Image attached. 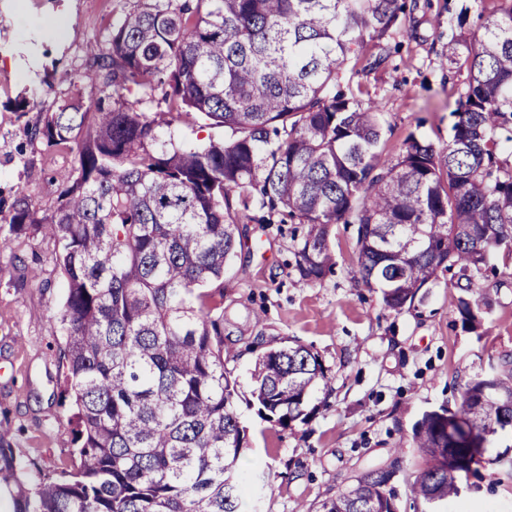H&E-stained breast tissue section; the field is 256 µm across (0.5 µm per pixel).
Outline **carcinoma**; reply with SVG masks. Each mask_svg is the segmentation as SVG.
Here are the masks:
<instances>
[{
    "mask_svg": "<svg viewBox=\"0 0 512 512\" xmlns=\"http://www.w3.org/2000/svg\"><path fill=\"white\" fill-rule=\"evenodd\" d=\"M499 2L477 39L448 41V70L468 72L448 144L411 132L393 159L377 105L336 85L346 68L354 78L385 64L372 49L417 0H134L108 46H89L82 79L105 96L73 98L34 130L75 145L61 201L40 217L22 194L8 210L10 224L57 243L73 448L59 476L33 474L0 430L8 512H246L237 462L248 441L209 292L248 246L244 224L303 225L292 254L305 284L334 270L333 227L355 224L359 278L385 308L424 298L446 274L463 325L481 328L491 248L512 260V162L501 156L512 143V0ZM192 114L227 135L179 142L174 125ZM254 382L261 412L290 429L328 378L293 343L258 356ZM505 397L512 353L467 380L455 410L422 415L414 498L452 501L459 477L502 461L485 453L489 437L512 435ZM379 471L323 512H396Z\"/></svg>",
    "mask_w": 512,
    "mask_h": 512,
    "instance_id": "1",
    "label": "carcinoma"
}]
</instances>
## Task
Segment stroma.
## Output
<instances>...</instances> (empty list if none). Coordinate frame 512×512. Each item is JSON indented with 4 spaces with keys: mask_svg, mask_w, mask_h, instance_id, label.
<instances>
[{
    "mask_svg": "<svg viewBox=\"0 0 512 512\" xmlns=\"http://www.w3.org/2000/svg\"><path fill=\"white\" fill-rule=\"evenodd\" d=\"M466 0H418L406 27L383 48L384 67L360 76L365 97L383 112V154L396 156L408 133L444 147L466 72L449 73V37L481 34L496 0L456 15ZM129 0H0V206L30 195L39 214L59 204L60 177L74 165L67 145L35 138L47 113L73 97H100L83 83L91 42L106 43ZM254 248L224 274V365L237 381L236 407L247 430L238 469L250 488L249 512H321L322 503L364 471L400 458L393 486L398 512H432L410 485L421 467L413 426L423 412L460 403V386L512 352V270L493 256L481 279L492 306L480 332L463 328L457 291L445 284L401 311L384 308L359 279L356 227L336 225L333 273L306 285L291 263L294 227L248 224ZM12 241L0 252V430L18 457L54 474L67 462L70 412L60 397L62 347L55 321L65 285L56 245L33 225L0 221ZM298 342L317 353L327 386L311 398L308 422L282 429L258 413L251 392L261 352ZM512 448L491 438V464L462 479L449 512H512V467L495 457Z\"/></svg>",
    "mask_w": 512,
    "mask_h": 512,
    "instance_id": "35a3bbf8",
    "label": "stroma"
}]
</instances>
